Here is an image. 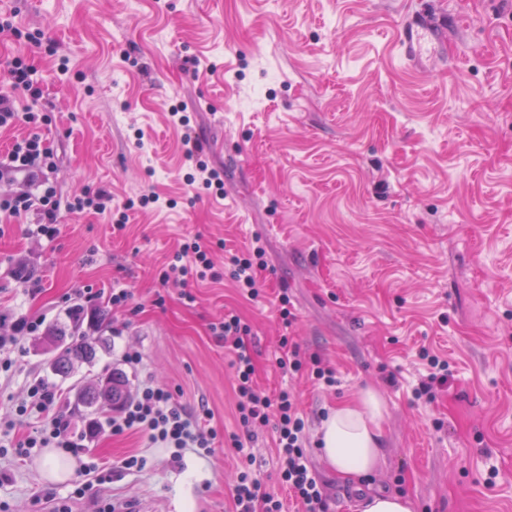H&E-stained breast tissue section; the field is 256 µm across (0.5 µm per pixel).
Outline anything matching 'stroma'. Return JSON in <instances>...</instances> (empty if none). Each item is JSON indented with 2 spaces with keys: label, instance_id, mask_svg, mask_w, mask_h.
<instances>
[{
  "label": "stroma",
  "instance_id": "stroma-1",
  "mask_svg": "<svg viewBox=\"0 0 512 512\" xmlns=\"http://www.w3.org/2000/svg\"><path fill=\"white\" fill-rule=\"evenodd\" d=\"M0 13L40 39L0 32V93L11 91L8 58L30 57L41 95L14 94L48 118L58 200L112 195L104 213L62 212L51 241L30 234L33 213L0 232V314L48 328L68 323L72 305L102 315L86 332L94 359L66 377L43 334L24 340L22 369L0 382V419L39 376L64 392L76 426L105 421L81 389L115 371L131 392L148 377L180 387L186 410L212 411L218 436L240 432L231 357L210 331L232 311L252 327L257 385L288 383L310 435L363 389L384 400L385 454L369 478L338 476L311 448L328 512H358L373 492L406 496L411 512H512V0H7ZM406 22L433 26L413 61ZM52 42L66 69L47 55ZM179 105L223 192L187 184L170 115ZM150 189L159 202L140 206ZM197 235L218 243L220 264L265 240L257 299L228 278L190 284L189 301L162 290V268ZM27 277L39 292L23 290ZM115 285L131 292L129 307L104 299ZM87 288L99 299L87 302ZM283 292L301 353L335 369V387L278 369ZM127 348L141 352L138 368L124 364ZM424 348L449 364L431 404L413 392ZM133 451L144 470L121 469ZM251 451L264 490L300 512L278 480L271 428L255 427ZM82 459L111 477L73 512L105 499L153 512L230 508L237 459L225 447L176 459L103 431ZM0 470L7 512H47L74 489L36 461L1 458Z\"/></svg>",
  "mask_w": 512,
  "mask_h": 512
}]
</instances>
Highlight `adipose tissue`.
Listing matches in <instances>:
<instances>
[{
	"label": "adipose tissue",
	"instance_id": "adipose-tissue-1",
	"mask_svg": "<svg viewBox=\"0 0 512 512\" xmlns=\"http://www.w3.org/2000/svg\"><path fill=\"white\" fill-rule=\"evenodd\" d=\"M383 418L382 399L372 390L360 392L329 412L317 437L323 458L338 475L366 476L377 468L384 454Z\"/></svg>",
	"mask_w": 512,
	"mask_h": 512
}]
</instances>
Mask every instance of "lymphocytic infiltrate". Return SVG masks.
<instances>
[{"instance_id":"obj_1","label":"lymphocytic infiltrate","mask_w":512,"mask_h":512,"mask_svg":"<svg viewBox=\"0 0 512 512\" xmlns=\"http://www.w3.org/2000/svg\"><path fill=\"white\" fill-rule=\"evenodd\" d=\"M178 122L184 157L193 166L192 173L186 176L187 182L223 189V173L203 161L202 139L189 119L182 116ZM19 124L25 125L28 133L0 160V182L19 179L24 188L16 195L0 199V215L11 219L37 212L43 222L35 226L36 236L53 239L61 232L57 222L61 206L54 200L48 184L55 168L53 154L45 145L36 113L18 111L12 97L1 94L0 129ZM213 253V245L198 238L183 244L162 270L161 287L184 288L192 281L221 279L225 273L217 268ZM266 254V246L258 238L248 253L229 259L231 271L227 274L249 298L259 295L258 273L267 267ZM41 325V320L20 315L9 323L7 331H0V374H11L20 366L22 340L37 333ZM211 331L234 355V407L242 432L229 438L239 460L232 489L233 512H283L281 499L264 491L257 475V459L246 449L257 425H270L275 430L280 483L304 506L305 512H326L322 488L310 468L305 421L298 412L293 393L284 387L269 396L256 385L254 358L248 343L250 325L229 312L222 321L212 325ZM279 347L276 363L283 372L305 374L325 386H335V371L320 358L303 357L291 336H281ZM64 403L65 396L60 389L43 378H34L25 397L13 405V422L0 430V439L11 448L14 461H27L36 448H59L73 454L82 449L87 438L96 435L98 427L94 424L82 431L75 430L62 410ZM211 417V411L205 407L196 412L187 411L177 402L175 389L148 378L107 419L106 427L112 436L144 438L149 444L171 449L177 458L187 449L200 455L210 453L217 438L216 432L206 426Z\"/></svg>"}]
</instances>
